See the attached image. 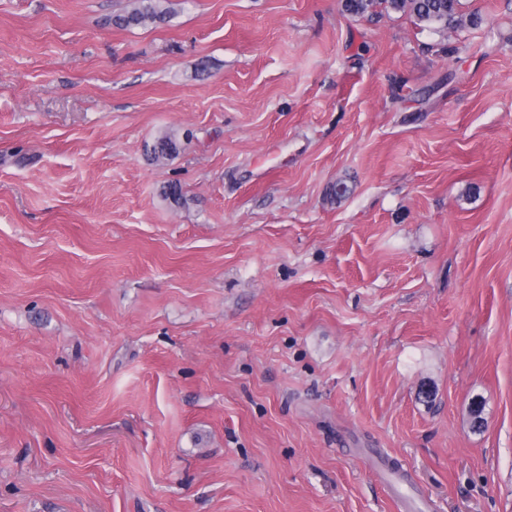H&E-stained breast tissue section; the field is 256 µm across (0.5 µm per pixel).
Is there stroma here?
Wrapping results in <instances>:
<instances>
[{
	"instance_id": "35a3bbf8",
	"label": "stroma",
	"mask_w": 512,
	"mask_h": 512,
	"mask_svg": "<svg viewBox=\"0 0 512 512\" xmlns=\"http://www.w3.org/2000/svg\"><path fill=\"white\" fill-rule=\"evenodd\" d=\"M173 2L0 0V512H512V0ZM168 0H131L130 7L114 16L112 23L123 29L152 27L166 21L170 9L162 3ZM344 7L358 17L409 13L420 26L440 34L462 21L461 0H345ZM181 148V142L175 131L166 132L156 138L149 148L153 161H165L175 157Z\"/></svg>"
}]
</instances>
